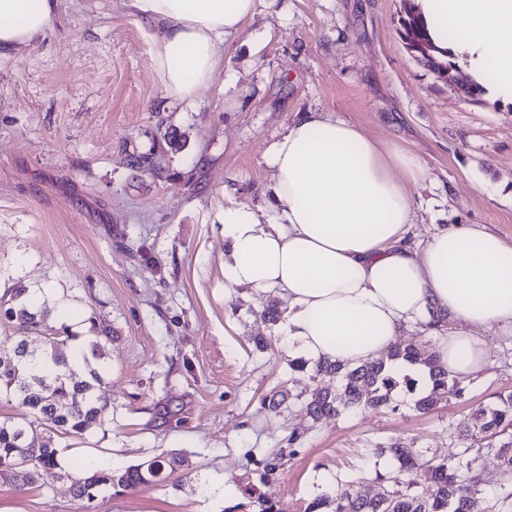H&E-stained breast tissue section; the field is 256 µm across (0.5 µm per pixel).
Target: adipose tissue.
I'll use <instances>...</instances> for the list:
<instances>
[{"label": "adipose tissue", "instance_id": "1", "mask_svg": "<svg viewBox=\"0 0 512 512\" xmlns=\"http://www.w3.org/2000/svg\"><path fill=\"white\" fill-rule=\"evenodd\" d=\"M155 27L152 61L165 95L195 102L224 67L218 52L242 34L255 0H126ZM432 39L447 46L442 21L467 34L474 72L493 62V90L512 96V0H421ZM57 0H0V55L54 29ZM275 172L267 218L225 206L224 286L286 297L290 355L360 363L377 357L411 325L452 319L435 358L464 378L487 361L484 329L512 328V245L477 224H451L424 247L410 237L414 188L428 178L404 148L315 111L298 116L264 152Z\"/></svg>", "mask_w": 512, "mask_h": 512}]
</instances>
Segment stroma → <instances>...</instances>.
I'll return each mask as SVG.
<instances>
[{"instance_id":"1","label":"stroma","mask_w":512,"mask_h":512,"mask_svg":"<svg viewBox=\"0 0 512 512\" xmlns=\"http://www.w3.org/2000/svg\"><path fill=\"white\" fill-rule=\"evenodd\" d=\"M407 0H256L224 70L192 104L171 102L151 62V28L125 0H58L61 24L0 57V300L52 291L46 325L69 349L102 345L108 402L85 437L56 435L62 469L28 487L0 474V512H86L61 470L120 469L182 456L178 470L97 512H254L253 487L285 512H304L324 481L350 475L375 493L395 467L371 448L399 439L451 457L457 426L479 404L512 394V329L483 330L488 362L464 398L415 411L398 386L390 408L312 421L268 413L277 385L310 397L338 390L292 369L280 325L263 306L287 301L224 286L225 200L261 211L273 183L265 148L298 114L325 112L394 142L428 170L415 189L413 233L479 224L512 244V98H470L411 52ZM270 347L259 351L256 337ZM300 435V453L263 481L256 458ZM477 468L471 512H512L495 452Z\"/></svg>"}]
</instances>
